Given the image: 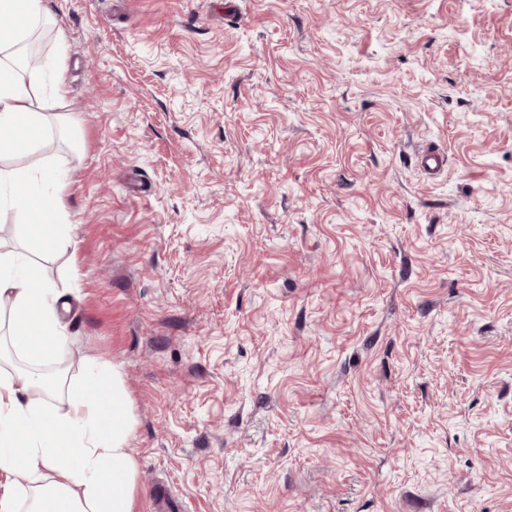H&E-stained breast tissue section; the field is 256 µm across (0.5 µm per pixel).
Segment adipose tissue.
I'll use <instances>...</instances> for the list:
<instances>
[{"instance_id":"adipose-tissue-1","label":"adipose tissue","mask_w":512,"mask_h":512,"mask_svg":"<svg viewBox=\"0 0 512 512\" xmlns=\"http://www.w3.org/2000/svg\"><path fill=\"white\" fill-rule=\"evenodd\" d=\"M46 14L42 0H0V207L24 214L27 236L54 253L71 239L64 217L71 174L60 167L3 166L37 150L50 115L32 81L24 43ZM8 347L32 366L0 374V512H132L136 486L131 416L116 366L90 361L59 393L42 364L65 350L59 293L21 256L0 253V324ZM28 510H21V501Z\"/></svg>"}]
</instances>
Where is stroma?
<instances>
[{"label":"stroma","mask_w":512,"mask_h":512,"mask_svg":"<svg viewBox=\"0 0 512 512\" xmlns=\"http://www.w3.org/2000/svg\"><path fill=\"white\" fill-rule=\"evenodd\" d=\"M43 5L76 143L11 164L72 171L71 242L0 252L66 382L120 366L133 512H512V0ZM6 314L8 348L31 365L40 366L65 350L68 336L57 289L21 256L0 253V330Z\"/></svg>","instance_id":"stroma-1"}]
</instances>
